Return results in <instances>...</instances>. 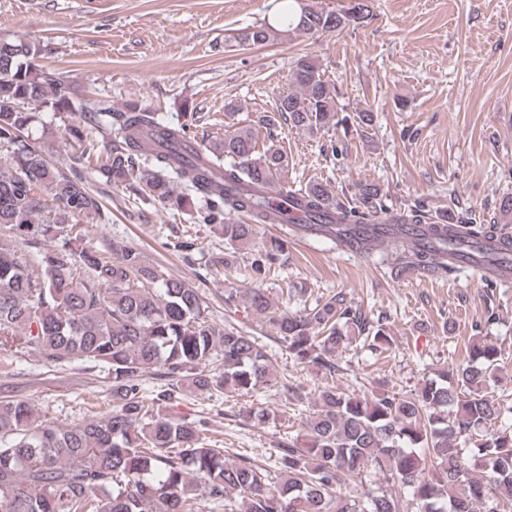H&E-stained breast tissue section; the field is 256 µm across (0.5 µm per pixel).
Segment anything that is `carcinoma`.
Here are the masks:
<instances>
[{
    "instance_id": "cac0c4a2",
    "label": "carcinoma",
    "mask_w": 512,
    "mask_h": 512,
    "mask_svg": "<svg viewBox=\"0 0 512 512\" xmlns=\"http://www.w3.org/2000/svg\"><path fill=\"white\" fill-rule=\"evenodd\" d=\"M370 18L367 0L335 10L316 0L305 17L297 6L234 39L264 45L284 33H339ZM39 53L30 43L0 40V152L9 162L0 171V232L19 245L0 242V351L29 349L52 367L106 365L112 412L59 427L37 421L25 400L0 398V512H199V489L214 500L233 498L230 512H475V503L489 499L512 505V424H501L512 403L487 391L500 368L496 345L474 341L466 363L409 396L324 386L303 433L281 442L272 483L249 461L225 460L224 449L204 437V420L170 412L184 386L244 396L271 385L277 370L263 346L236 327L213 324L198 289L163 277L138 248L82 246L77 219L110 220L82 176L94 162L108 182L149 202L194 209L199 223L218 227L224 268L250 250L245 303L297 364L334 380L340 350L358 342L376 355L389 351L385 319L368 317L341 292L292 312L262 288L286 246L278 237L253 245L255 225L283 221L262 192L274 188L284 201L301 193L307 224L295 229L338 245L347 237L336 225L386 220L373 182L359 185L360 204L352 206L321 183L297 192L282 181L288 156L275 145L282 125L314 133L346 122L315 57L296 58V89L278 97L274 115L258 116L267 148L258 149L245 126L201 157L186 147V125L167 124L138 102L115 108L86 99L40 69ZM42 110L70 118L64 137L72 152L62 166L24 136ZM93 131L104 138L97 156L86 144ZM182 184L192 194L178 193ZM241 213L250 223L234 221ZM401 217L426 227L428 244L405 249L391 236L386 247L405 251L406 266L445 276L461 270L448 252L465 250L468 240L498 239L495 225L465 213L434 217L416 205ZM150 371L160 385L148 397L142 377ZM374 477L400 494L373 489Z\"/></svg>"
}]
</instances>
